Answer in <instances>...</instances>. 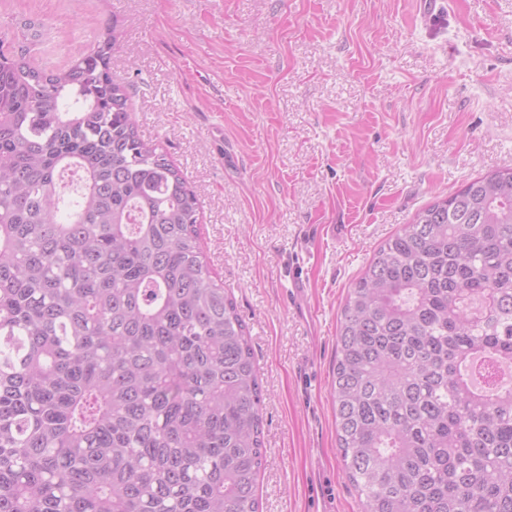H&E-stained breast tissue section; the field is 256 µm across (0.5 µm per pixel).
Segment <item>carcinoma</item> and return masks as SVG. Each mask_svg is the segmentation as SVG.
Listing matches in <instances>:
<instances>
[{"label": "carcinoma", "instance_id": "carcinoma-1", "mask_svg": "<svg viewBox=\"0 0 512 512\" xmlns=\"http://www.w3.org/2000/svg\"><path fill=\"white\" fill-rule=\"evenodd\" d=\"M56 71L0 38V512H259L248 325L141 138L110 26ZM80 174L75 196L61 172ZM333 388L363 512H512V168L426 206L349 289Z\"/></svg>", "mask_w": 512, "mask_h": 512}]
</instances>
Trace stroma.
I'll return each mask as SVG.
<instances>
[{
    "mask_svg": "<svg viewBox=\"0 0 512 512\" xmlns=\"http://www.w3.org/2000/svg\"><path fill=\"white\" fill-rule=\"evenodd\" d=\"M29 19L51 68L114 28L140 135L198 195L263 389L260 512H362L336 446L341 309L417 211L512 168V0H0L14 47Z\"/></svg>",
    "mask_w": 512,
    "mask_h": 512,
    "instance_id": "stroma-1",
    "label": "stroma"
}]
</instances>
